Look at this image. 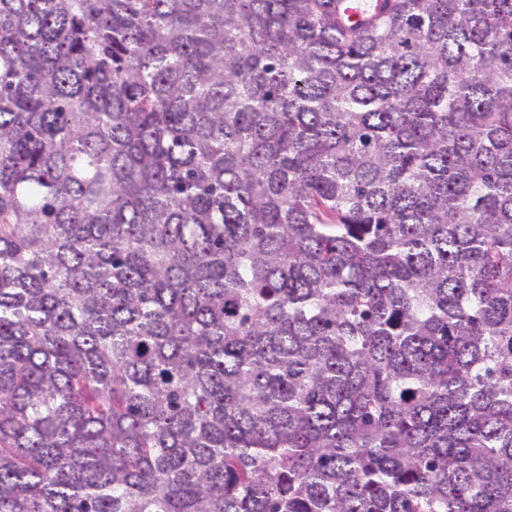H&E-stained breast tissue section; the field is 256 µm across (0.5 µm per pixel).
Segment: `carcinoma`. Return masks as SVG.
<instances>
[{
	"instance_id": "obj_1",
	"label": "carcinoma",
	"mask_w": 512,
	"mask_h": 512,
	"mask_svg": "<svg viewBox=\"0 0 512 512\" xmlns=\"http://www.w3.org/2000/svg\"><path fill=\"white\" fill-rule=\"evenodd\" d=\"M0 512H512V0H0Z\"/></svg>"
}]
</instances>
